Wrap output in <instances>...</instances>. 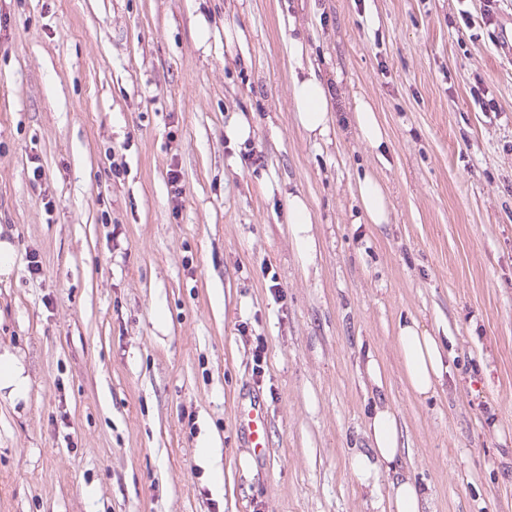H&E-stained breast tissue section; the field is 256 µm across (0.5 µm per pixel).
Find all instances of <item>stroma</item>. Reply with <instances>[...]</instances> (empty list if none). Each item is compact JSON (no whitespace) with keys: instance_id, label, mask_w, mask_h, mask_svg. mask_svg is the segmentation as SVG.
I'll list each match as a JSON object with an SVG mask.
<instances>
[{"instance_id":"35a3bbf8","label":"stroma","mask_w":512,"mask_h":512,"mask_svg":"<svg viewBox=\"0 0 512 512\" xmlns=\"http://www.w3.org/2000/svg\"><path fill=\"white\" fill-rule=\"evenodd\" d=\"M0 17V353L28 383L0 390V512H380L387 483L350 467L369 352L428 512H512V0H0ZM311 64L332 93L322 139L290 91ZM240 116L263 167L224 136ZM405 317L448 345L425 400L402 374ZM252 394L268 451L244 469ZM353 120L363 141L372 147H379L387 137L374 107L363 98L355 100ZM357 193L369 224L381 227L389 222L388 199L381 184L371 176L359 180ZM287 220L303 264L311 263L316 253L315 240L311 234L312 215L306 200L300 195L288 199Z\"/></svg>"}]
</instances>
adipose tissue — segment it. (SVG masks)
I'll list each match as a JSON object with an SVG mask.
<instances>
[{
    "label": "adipose tissue",
    "instance_id": "ef3b65f1",
    "mask_svg": "<svg viewBox=\"0 0 512 512\" xmlns=\"http://www.w3.org/2000/svg\"><path fill=\"white\" fill-rule=\"evenodd\" d=\"M299 125L311 137L329 133L332 98L324 82L307 72L292 83ZM287 220L303 263H311L316 244L311 233L312 215L306 200L298 195L288 200ZM404 379L419 397L431 396L442 375L448 371L445 344L431 335L415 319L404 318L396 325ZM365 448L353 453L352 472L361 486L377 488L380 477H387L390 489L386 497L388 512H424L426 497L411 477L402 459L401 434L394 409L387 402L374 405L365 429Z\"/></svg>",
    "mask_w": 512,
    "mask_h": 512
}]
</instances>
